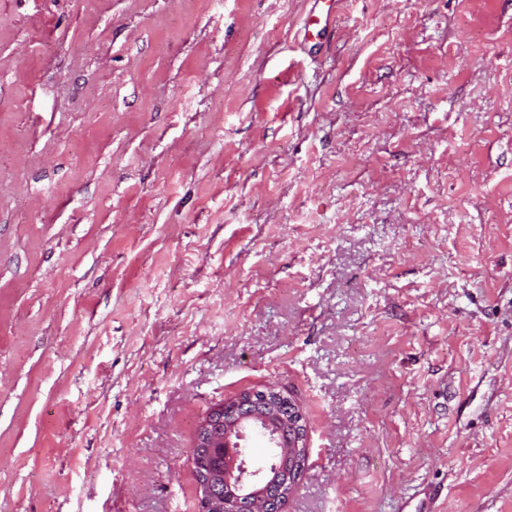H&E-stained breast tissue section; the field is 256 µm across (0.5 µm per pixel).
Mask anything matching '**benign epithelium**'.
Returning <instances> with one entry per match:
<instances>
[{
	"label": "benign epithelium",
	"instance_id": "obj_1",
	"mask_svg": "<svg viewBox=\"0 0 512 512\" xmlns=\"http://www.w3.org/2000/svg\"><path fill=\"white\" fill-rule=\"evenodd\" d=\"M260 430L280 464L239 472L242 432ZM200 457L192 461L198 512H276L298 488L307 467L308 428L291 397L273 387L244 390L211 407L195 432Z\"/></svg>",
	"mask_w": 512,
	"mask_h": 512
}]
</instances>
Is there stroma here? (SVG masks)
<instances>
[{
    "label": "stroma",
    "instance_id": "1",
    "mask_svg": "<svg viewBox=\"0 0 512 512\" xmlns=\"http://www.w3.org/2000/svg\"><path fill=\"white\" fill-rule=\"evenodd\" d=\"M0 0V512H197L276 386L284 512H512V0ZM313 8L309 12L305 25L310 28H318L317 33L323 32L329 26L333 19L339 0H313ZM319 2H325L324 7L319 6ZM327 2V3H326ZM263 433L265 448H276L280 458L269 455L264 467L239 472L242 432ZM285 437V438H284ZM224 447V464L211 461L213 448ZM192 457L198 512H275L298 488L307 467L308 428L296 401L274 387L244 390L211 407L195 432ZM275 490L276 496L270 497Z\"/></svg>",
    "mask_w": 512,
    "mask_h": 512
}]
</instances>
